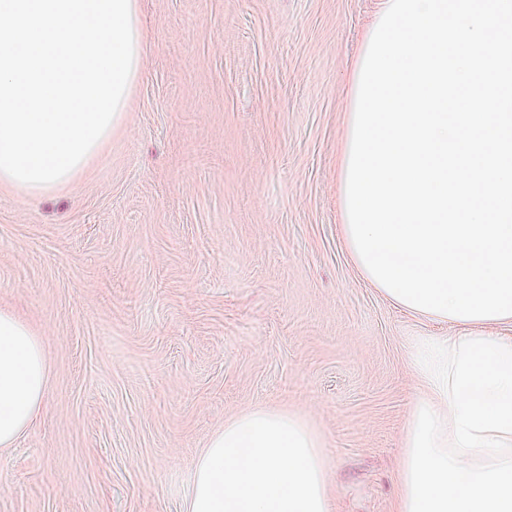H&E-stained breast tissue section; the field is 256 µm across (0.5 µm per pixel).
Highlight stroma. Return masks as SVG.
<instances>
[{"label": "stroma", "instance_id": "1", "mask_svg": "<svg viewBox=\"0 0 512 512\" xmlns=\"http://www.w3.org/2000/svg\"><path fill=\"white\" fill-rule=\"evenodd\" d=\"M377 0H139L129 111L72 184L0 188V307L50 363L0 512H181L229 418L296 413L334 512H395L422 396L397 307L346 247V84Z\"/></svg>", "mask_w": 512, "mask_h": 512}]
</instances>
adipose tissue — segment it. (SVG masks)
<instances>
[{
	"instance_id": "adipose-tissue-1",
	"label": "adipose tissue",
	"mask_w": 512,
	"mask_h": 512,
	"mask_svg": "<svg viewBox=\"0 0 512 512\" xmlns=\"http://www.w3.org/2000/svg\"><path fill=\"white\" fill-rule=\"evenodd\" d=\"M49 373L36 331L0 308V450L15 447L37 418Z\"/></svg>"
}]
</instances>
